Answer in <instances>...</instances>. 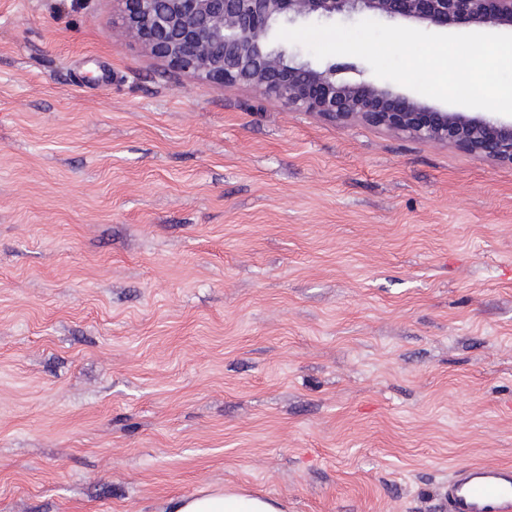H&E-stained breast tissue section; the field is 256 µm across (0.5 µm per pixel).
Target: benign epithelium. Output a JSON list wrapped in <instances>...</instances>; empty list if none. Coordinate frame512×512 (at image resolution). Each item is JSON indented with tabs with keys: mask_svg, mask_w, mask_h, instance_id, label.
<instances>
[{
	"mask_svg": "<svg viewBox=\"0 0 512 512\" xmlns=\"http://www.w3.org/2000/svg\"><path fill=\"white\" fill-rule=\"evenodd\" d=\"M122 33L209 86L243 85L291 112L360 123L512 165V120L445 111L388 87L353 82L350 64L313 66L272 45L279 24L366 13L434 28L512 30V0H116Z\"/></svg>",
	"mask_w": 512,
	"mask_h": 512,
	"instance_id": "benign-epithelium-1",
	"label": "benign epithelium"
}]
</instances>
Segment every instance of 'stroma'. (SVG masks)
Masks as SVG:
<instances>
[{
	"mask_svg": "<svg viewBox=\"0 0 512 512\" xmlns=\"http://www.w3.org/2000/svg\"><path fill=\"white\" fill-rule=\"evenodd\" d=\"M0 0V512H445L512 465V166ZM168 508L164 512H284L277 499L233 487L173 499Z\"/></svg>",
	"mask_w": 512,
	"mask_h": 512,
	"instance_id": "stroma-1",
	"label": "stroma"
}]
</instances>
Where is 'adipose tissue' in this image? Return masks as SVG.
Wrapping results in <instances>:
<instances>
[{
  "instance_id": "obj_1",
  "label": "adipose tissue",
  "mask_w": 512,
  "mask_h": 512,
  "mask_svg": "<svg viewBox=\"0 0 512 512\" xmlns=\"http://www.w3.org/2000/svg\"><path fill=\"white\" fill-rule=\"evenodd\" d=\"M169 509L170 512H284L277 499L233 487L171 500Z\"/></svg>"
}]
</instances>
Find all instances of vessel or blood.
I'll list each match as a JSON object with an SVG mask.
<instances>
[{
	"mask_svg": "<svg viewBox=\"0 0 512 512\" xmlns=\"http://www.w3.org/2000/svg\"><path fill=\"white\" fill-rule=\"evenodd\" d=\"M448 512H512V466L472 464L448 480Z\"/></svg>",
	"mask_w": 512,
	"mask_h": 512,
	"instance_id": "vessel-or-blood-1",
	"label": "vessel or blood"
}]
</instances>
